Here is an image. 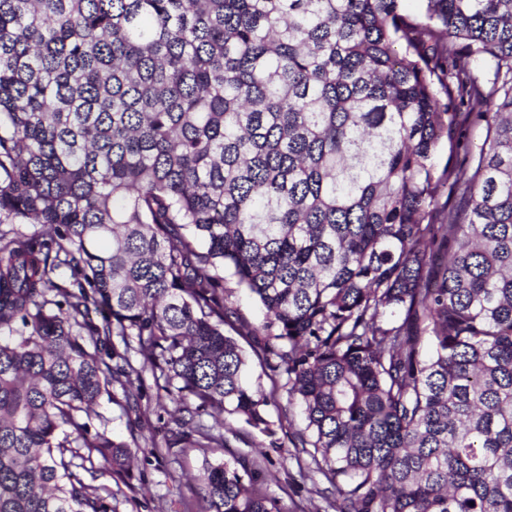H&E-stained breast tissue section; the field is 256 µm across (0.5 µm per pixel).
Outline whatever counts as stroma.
I'll return each instance as SVG.
<instances>
[{
	"label": "stroma",
	"mask_w": 512,
	"mask_h": 512,
	"mask_svg": "<svg viewBox=\"0 0 512 512\" xmlns=\"http://www.w3.org/2000/svg\"><path fill=\"white\" fill-rule=\"evenodd\" d=\"M142 393L141 410L137 413L123 410L122 392H115L110 399L102 398L96 408V427L127 442L144 435L163 442L173 426L175 406L170 403L166 408H158L159 391L153 378H145ZM228 439L229 445L225 448H184L172 455L151 448H138L134 451L129 476L119 477L108 465L99 462L92 471L84 473L83 479L88 484L111 490L113 512H156L157 500L161 497H181L192 501L200 510L204 503L197 496V477L204 461L252 455L265 442L264 436L242 423L235 424ZM270 457L272 464L263 489L280 498L286 512H332L324 480L302 478L295 459H283L275 451Z\"/></svg>",
	"instance_id": "35a3bbf8"
}]
</instances>
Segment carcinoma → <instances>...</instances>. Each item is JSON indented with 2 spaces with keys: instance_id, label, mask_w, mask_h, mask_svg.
<instances>
[{
  "instance_id": "carcinoma-1",
  "label": "carcinoma",
  "mask_w": 512,
  "mask_h": 512,
  "mask_svg": "<svg viewBox=\"0 0 512 512\" xmlns=\"http://www.w3.org/2000/svg\"><path fill=\"white\" fill-rule=\"evenodd\" d=\"M0 216L41 226L0 233V512H112L79 471L140 444L90 420L147 373L212 420L169 453L286 429L335 512H512V0H0ZM270 463L205 461L204 512H285ZM224 287L232 291L230 300L237 308L241 318L251 324H258L263 318V310L257 301L248 292L236 284L231 271H224Z\"/></svg>"
}]
</instances>
